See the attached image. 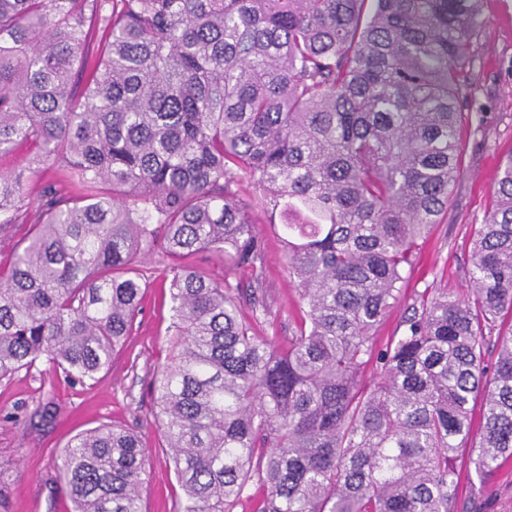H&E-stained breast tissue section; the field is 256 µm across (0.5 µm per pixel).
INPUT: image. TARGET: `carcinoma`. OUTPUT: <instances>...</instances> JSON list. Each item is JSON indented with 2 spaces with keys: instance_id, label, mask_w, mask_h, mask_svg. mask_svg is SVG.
<instances>
[{
  "instance_id": "carcinoma-1",
  "label": "carcinoma",
  "mask_w": 512,
  "mask_h": 512,
  "mask_svg": "<svg viewBox=\"0 0 512 512\" xmlns=\"http://www.w3.org/2000/svg\"><path fill=\"white\" fill-rule=\"evenodd\" d=\"M481 3L0 0V156L28 150L0 226L31 223L0 273V380L44 360L96 381L139 316V255L252 267L255 215H277L304 304L286 349L240 319L238 286L171 271L153 393L179 512H234L255 478L257 512H457L472 403L477 471L512 459V327L490 341L512 316V155L469 293L375 334L461 176ZM59 475L74 512H143L132 431L73 436Z\"/></svg>"
}]
</instances>
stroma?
Instances as JSON below:
<instances>
[{
	"label": "stroma",
	"mask_w": 512,
	"mask_h": 512,
	"mask_svg": "<svg viewBox=\"0 0 512 512\" xmlns=\"http://www.w3.org/2000/svg\"><path fill=\"white\" fill-rule=\"evenodd\" d=\"M462 76L471 86L478 125L466 137L464 172L448 203L443 223L434 225L406 273L404 293L384 318L378 343L398 332L425 289L445 288L465 296L471 268L475 224L491 208L503 157L512 153V0H484L481 24L470 44ZM262 250L255 268H235L201 252L190 262L211 277L242 290L261 288L268 308L258 335L285 348L297 328L301 304L288 275L280 228L257 224ZM171 262L161 251L140 256L135 270L148 286L142 312L125 347L93 384L73 383L41 362L0 382V488L9 512H71L61 490L57 463L77 433L109 424L140 434L147 450L145 512H178L182 489L154 420L153 381L168 354ZM472 428L458 452L460 503L483 512H512V461L491 477H481L471 461L479 441Z\"/></svg>",
	"instance_id": "35a3bbf8"
}]
</instances>
